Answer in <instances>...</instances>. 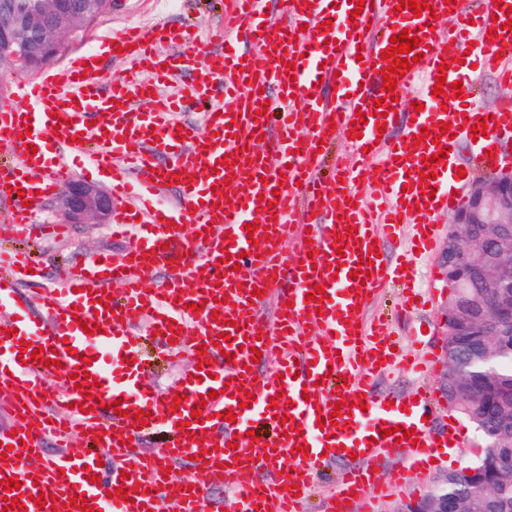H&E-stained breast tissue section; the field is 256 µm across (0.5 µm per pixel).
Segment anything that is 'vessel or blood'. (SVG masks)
<instances>
[{
	"mask_svg": "<svg viewBox=\"0 0 512 512\" xmlns=\"http://www.w3.org/2000/svg\"><path fill=\"white\" fill-rule=\"evenodd\" d=\"M428 2L416 15L399 0H372L354 20L356 0H281L276 11L268 0H226L213 36L220 49L200 52L191 33L161 22L130 26L0 95V143L13 154L0 166V194L11 200L5 222L15 233H28L36 206L72 178L68 151L111 174L113 194L126 201L117 222L137 227L120 257L75 256L60 287L34 296L33 311L0 318V406L14 421L0 429V510L10 496L14 512H199L210 488L227 487L238 512H305L328 462L342 460L326 512H352L354 500L373 512L378 497L455 447L433 430L427 394L405 403L376 391L398 355L366 311L380 288L395 280L414 288L418 276L414 258L373 244L399 240L409 225L414 247L431 250L433 218L453 210L461 182L458 141L477 147L476 166L497 165L494 144L512 134V97L486 115L433 89L440 75L470 87L463 56L512 88V0ZM436 15L454 18L451 34L430 29ZM404 31L421 59L395 74L390 100L381 69L395 59L383 51ZM174 42L183 52L165 54ZM106 56L129 72L104 78ZM140 69L173 85L193 73L194 88L157 96ZM195 106L206 115L202 134L180 119ZM352 129L354 152L379 156L380 168L342 166L321 178L322 145ZM438 153L429 197L419 169ZM172 186L178 198L163 204ZM290 238L292 258L281 250ZM362 259L369 272H358ZM166 261L164 282L144 288L143 274ZM28 267L24 254L0 253V306L13 303ZM319 289L325 301H315ZM133 318L164 357L189 360L176 388L162 393L144 381L139 340L126 328ZM83 373L86 391L76 387ZM56 381L62 391L48 397ZM133 409L148 419L130 417ZM229 410L235 421L225 420ZM397 426L413 438L396 439ZM75 429L84 447L72 455L65 445ZM161 430L170 434L165 448L147 451L144 439ZM48 440L61 448L52 458ZM394 452L402 463L380 484L376 469ZM189 457L206 485L178 477L176 464ZM11 478L17 488L2 489ZM39 494L45 506L35 504Z\"/></svg>",
	"mask_w": 512,
	"mask_h": 512,
	"instance_id": "1",
	"label": "vessel or blood"
}]
</instances>
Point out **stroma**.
<instances>
[{
	"label": "stroma",
	"mask_w": 512,
	"mask_h": 512,
	"mask_svg": "<svg viewBox=\"0 0 512 512\" xmlns=\"http://www.w3.org/2000/svg\"><path fill=\"white\" fill-rule=\"evenodd\" d=\"M225 0H118L117 6L100 17L77 39L68 40L66 51L74 53L94 43L104 35H115L132 24L150 25L156 21L178 28H190L200 39H207L211 30L224 20ZM452 216L443 213L438 217V234L432 253L422 263L424 281L423 293L427 306L401 314L397 311V287L381 289L367 312L368 318L388 319L397 340L403 343L415 342L419 354L431 356L430 366L421 373L404 368L385 371L377 380V391L384 396L405 399L420 387H427L433 394L436 406L433 428L443 432L454 430L459 446L454 456L442 457L433 471L413 483L398 488L378 501L375 512H399L408 502H414L426 495L436 475L469 464L476 457L481 441L475 429L448 406L441 386L445 369V319L448 290L442 278L440 256L448 236V224ZM52 200L39 203L34 215L37 226L35 236L30 240L14 239L0 235V248L28 249L38 260V275L25 281L20 295L29 296L44 288L57 284L56 272L77 253L94 254L107 251L120 256L134 241L133 235L113 234L111 224H73L70 235L58 240L46 235L44 225L60 223ZM143 354L148 364L145 379L155 388L162 389L175 385L188 367L187 362H170L160 356V349L152 337H144Z\"/></svg>",
	"instance_id": "1"
}]
</instances>
